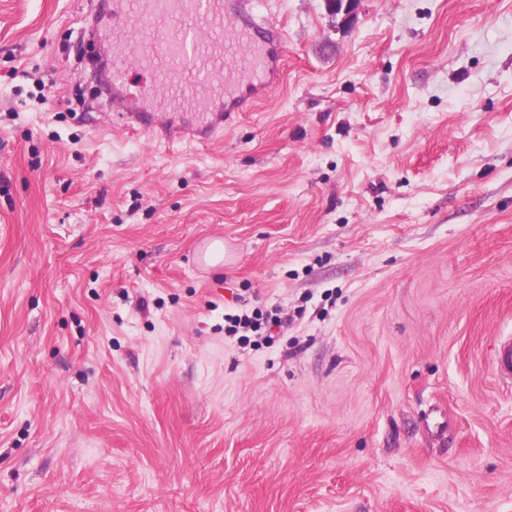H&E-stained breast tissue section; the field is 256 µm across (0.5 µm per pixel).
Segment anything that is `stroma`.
I'll use <instances>...</instances> for the list:
<instances>
[{"mask_svg": "<svg viewBox=\"0 0 512 512\" xmlns=\"http://www.w3.org/2000/svg\"><path fill=\"white\" fill-rule=\"evenodd\" d=\"M111 2L0 0V512H512V0H260L204 148L113 118ZM238 301L242 308L237 310L236 313L226 314L224 316V333L229 337H237L240 342L246 344L251 343V338L254 343L261 341L273 342L274 337L268 334L266 328L269 323L282 327L283 324H288V319L282 320L275 312H263L259 308H251L246 299L238 297Z\"/></svg>", "mask_w": 512, "mask_h": 512, "instance_id": "35a3bbf8", "label": "stroma"}]
</instances>
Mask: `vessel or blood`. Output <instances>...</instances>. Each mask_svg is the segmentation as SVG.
<instances>
[{
    "mask_svg": "<svg viewBox=\"0 0 512 512\" xmlns=\"http://www.w3.org/2000/svg\"><path fill=\"white\" fill-rule=\"evenodd\" d=\"M112 109L157 143H206L282 80L284 35L252 0H112ZM148 80L133 89L129 67Z\"/></svg>",
    "mask_w": 512,
    "mask_h": 512,
    "instance_id": "b4317fda",
    "label": "vessel or blood"
}]
</instances>
